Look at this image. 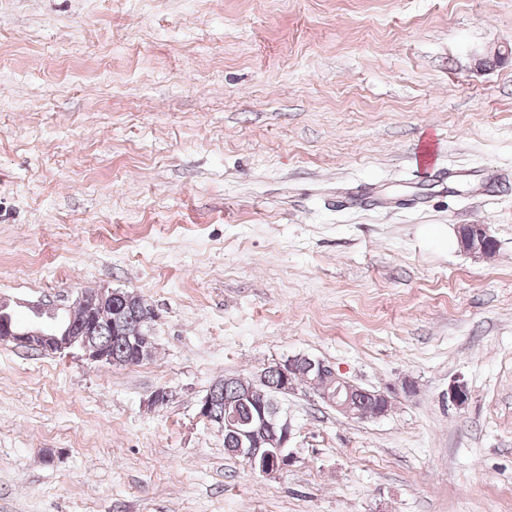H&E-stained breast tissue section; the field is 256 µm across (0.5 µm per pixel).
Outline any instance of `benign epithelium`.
<instances>
[{
    "label": "benign epithelium",
    "instance_id": "1",
    "mask_svg": "<svg viewBox=\"0 0 512 512\" xmlns=\"http://www.w3.org/2000/svg\"><path fill=\"white\" fill-rule=\"evenodd\" d=\"M460 244L464 250L472 254L488 255L493 247L492 239L480 225L469 226L460 233ZM119 295V290L102 288L92 296L84 293L72 302V307L84 311V319L78 323L59 324L55 322L56 314L66 306H52L43 302L27 303L28 322L19 327L14 324V308L10 301L0 299V342H13L37 349L45 355L62 354L70 349H78L82 356L91 364H110L113 362L112 347L98 339L99 332L106 326H115L112 318V299ZM130 348L141 360L152 355L156 348L153 330L134 337ZM275 369L279 373V389L285 393L299 386L296 376L300 370L314 377L311 388L319 392L323 401L336 408L337 411L350 418L361 420L379 419L387 412H362L356 410L354 404L358 387L339 375L332 367L320 359L308 355L297 354L277 363ZM223 383L212 385L198 403V416L208 423H216L220 427L232 430L238 447L229 448L227 452L241 455L247 459L252 469L262 475L281 472L294 462L292 453L286 451L292 435L293 424L288 414L273 412L263 404L256 405V416L246 425H239L238 420L228 415L224 418L215 417L217 389ZM468 399V390L464 383L454 382L448 386V400L456 405H463ZM277 432L275 447L279 452L272 453L267 445L272 443L267 430Z\"/></svg>",
    "mask_w": 512,
    "mask_h": 512
}]
</instances>
